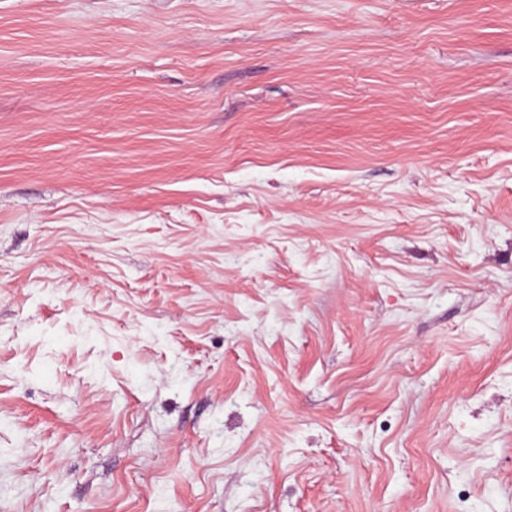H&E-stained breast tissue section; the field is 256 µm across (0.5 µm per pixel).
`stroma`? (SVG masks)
Wrapping results in <instances>:
<instances>
[{
	"mask_svg": "<svg viewBox=\"0 0 512 512\" xmlns=\"http://www.w3.org/2000/svg\"><path fill=\"white\" fill-rule=\"evenodd\" d=\"M0 512H512V0H0Z\"/></svg>",
	"mask_w": 512,
	"mask_h": 512,
	"instance_id": "35a3bbf8",
	"label": "stroma"
}]
</instances>
